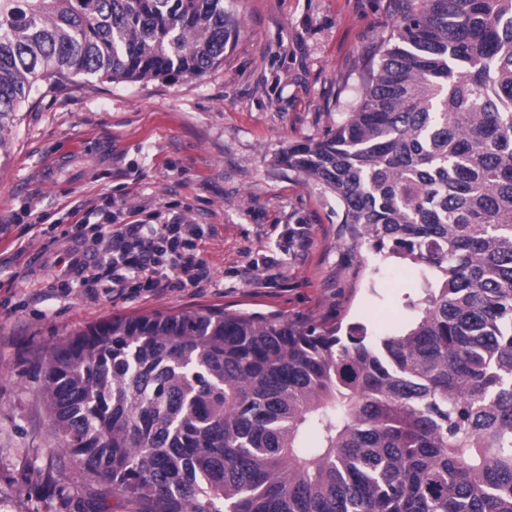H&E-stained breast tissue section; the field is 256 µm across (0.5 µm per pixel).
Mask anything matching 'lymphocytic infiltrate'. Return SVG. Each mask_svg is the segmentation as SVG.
<instances>
[{"instance_id": "lymphocytic-infiltrate-1", "label": "lymphocytic infiltrate", "mask_w": 512, "mask_h": 512, "mask_svg": "<svg viewBox=\"0 0 512 512\" xmlns=\"http://www.w3.org/2000/svg\"><path fill=\"white\" fill-rule=\"evenodd\" d=\"M213 225L174 221L168 224L76 225L67 242L89 247L91 260L78 267L77 284L89 295L127 289L197 288L210 279L201 244Z\"/></svg>"}]
</instances>
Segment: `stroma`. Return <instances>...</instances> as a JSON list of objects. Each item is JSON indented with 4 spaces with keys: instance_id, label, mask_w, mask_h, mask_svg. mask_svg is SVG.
Here are the masks:
<instances>
[{
    "instance_id": "1",
    "label": "stroma",
    "mask_w": 512,
    "mask_h": 512,
    "mask_svg": "<svg viewBox=\"0 0 512 512\" xmlns=\"http://www.w3.org/2000/svg\"><path fill=\"white\" fill-rule=\"evenodd\" d=\"M239 32L197 78L42 88L0 149V512H130L60 448L42 398L46 348L115 316L221 306L401 328L423 295L395 258L355 246L336 199L282 163L361 91L400 0H224ZM212 224L211 279L126 298L63 294L40 259L76 222ZM305 240L282 251L287 230ZM279 258L276 269L262 267Z\"/></svg>"
}]
</instances>
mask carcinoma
I'll list each match as a JSON object with an SVG mask.
<instances>
[{
  "label": "carcinoma",
  "mask_w": 512,
  "mask_h": 512,
  "mask_svg": "<svg viewBox=\"0 0 512 512\" xmlns=\"http://www.w3.org/2000/svg\"><path fill=\"white\" fill-rule=\"evenodd\" d=\"M224 0H0V132L79 76L224 64ZM359 100L283 162L421 314L368 335L222 307L51 345L63 448L134 512H512V0H404Z\"/></svg>",
  "instance_id": "cac0c4a2"
}]
</instances>
